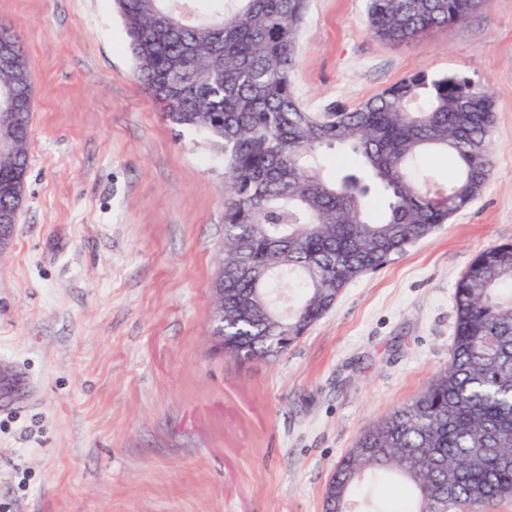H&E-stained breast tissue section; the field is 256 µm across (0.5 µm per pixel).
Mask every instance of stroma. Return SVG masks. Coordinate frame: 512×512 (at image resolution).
I'll return each mask as SVG.
<instances>
[{
    "label": "stroma",
    "instance_id": "stroma-1",
    "mask_svg": "<svg viewBox=\"0 0 512 512\" xmlns=\"http://www.w3.org/2000/svg\"><path fill=\"white\" fill-rule=\"evenodd\" d=\"M367 0H307L294 92L356 107L419 71L495 101L480 196L338 301L271 363L209 339L224 243L220 158L134 74L112 0H0L35 93L30 166L0 254V512H324L336 463L448 366L454 285L512 243V0L409 44Z\"/></svg>",
    "mask_w": 512,
    "mask_h": 512
}]
</instances>
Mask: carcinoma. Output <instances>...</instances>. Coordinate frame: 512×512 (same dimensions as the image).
I'll use <instances>...</instances> for the list:
<instances>
[{"mask_svg":"<svg viewBox=\"0 0 512 512\" xmlns=\"http://www.w3.org/2000/svg\"><path fill=\"white\" fill-rule=\"evenodd\" d=\"M185 19L172 0H114L144 93L170 124L203 135L224 165V247L214 287L224 289V343L239 362L272 361L335 305L352 281L465 209L491 172L495 105L459 74L417 72L354 108L309 112L291 74L306 0H211ZM473 0H369L371 34L409 43L460 25ZM15 67L0 86L17 101L15 153L1 179L27 174L33 83L23 41L0 28ZM338 149L353 170H328ZM434 151L451 156L446 182L419 174ZM274 280L298 287L284 311ZM448 368L336 464L326 508L351 512L363 484L396 475L405 505L365 512H490L512 497V244L478 252L455 284Z\"/></svg>","mask_w":512,"mask_h":512,"instance_id":"carcinoma-1","label":"carcinoma"}]
</instances>
